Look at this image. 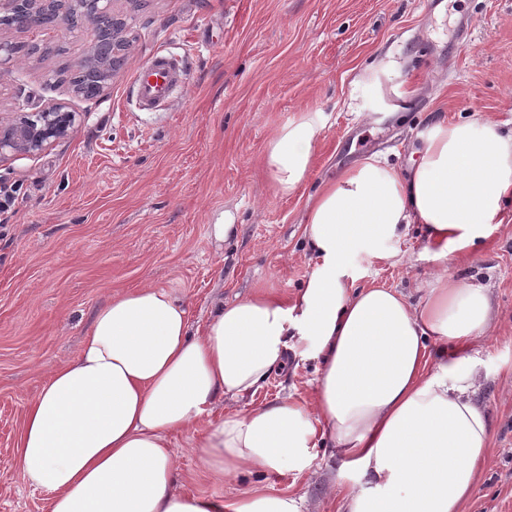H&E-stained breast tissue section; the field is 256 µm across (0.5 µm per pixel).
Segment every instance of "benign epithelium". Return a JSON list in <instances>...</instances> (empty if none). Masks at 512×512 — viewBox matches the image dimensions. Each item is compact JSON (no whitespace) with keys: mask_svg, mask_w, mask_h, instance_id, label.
I'll use <instances>...</instances> for the list:
<instances>
[{"mask_svg":"<svg viewBox=\"0 0 512 512\" xmlns=\"http://www.w3.org/2000/svg\"><path fill=\"white\" fill-rule=\"evenodd\" d=\"M24 16L23 30L78 31L90 26L97 33L90 50L76 62L75 68L102 72L101 86L110 76L105 73L107 54L126 59L129 39L126 23L112 15V0H0V22ZM29 112L0 123V160L17 154H33L56 140L68 136L76 115L61 103L41 104L26 98Z\"/></svg>","mask_w":512,"mask_h":512,"instance_id":"benign-epithelium-1","label":"benign epithelium"}]
</instances>
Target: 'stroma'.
Listing matches in <instances>:
<instances>
[{"label": "stroma", "instance_id": "stroma-1", "mask_svg": "<svg viewBox=\"0 0 512 512\" xmlns=\"http://www.w3.org/2000/svg\"><path fill=\"white\" fill-rule=\"evenodd\" d=\"M131 46L103 98L71 86L75 63L94 39L16 30L20 48L0 66V118L26 95L65 102L74 131L32 155L0 160V189L21 184L0 214V512H46L47 494L16 468L29 399L49 368L76 356L95 311L117 291L151 284L186 304L191 326L213 306L263 288L288 300L312 268L303 218L316 182L371 156L410 162L416 132L437 119L493 120L512 130V0H115ZM471 35L456 54L460 19ZM39 44L37 53L27 48ZM184 58L186 79L166 109L142 112L136 69L155 53ZM403 64L406 112L371 111L372 65ZM327 124L313 145L312 177L288 195L264 171L273 133L311 109ZM237 226L216 245L208 224L220 212ZM507 223L484 247L454 261L434 257L417 230L391 241L395 263L351 256L361 284L409 293L441 267L490 288L495 326L475 341L487 372L480 398L492 419L491 449L464 512H512V200ZM313 366L274 375L255 403L287 392L310 399ZM182 489L232 496L251 491L306 495L311 512H337L355 476L315 448L308 471L212 484L172 435Z\"/></svg>", "mask_w": 512, "mask_h": 512}]
</instances>
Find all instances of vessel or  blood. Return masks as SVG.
Instances as JSON below:
<instances>
[{"label":"vessel or blood","instance_id":"obj_1","mask_svg":"<svg viewBox=\"0 0 512 512\" xmlns=\"http://www.w3.org/2000/svg\"><path fill=\"white\" fill-rule=\"evenodd\" d=\"M184 76L185 67L181 58L172 54L154 55L134 75L137 108L145 112L162 109L176 94Z\"/></svg>","mask_w":512,"mask_h":512}]
</instances>
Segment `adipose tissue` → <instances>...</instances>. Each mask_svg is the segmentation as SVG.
Wrapping results in <instances>:
<instances>
[{
    "mask_svg": "<svg viewBox=\"0 0 512 512\" xmlns=\"http://www.w3.org/2000/svg\"><path fill=\"white\" fill-rule=\"evenodd\" d=\"M324 127L315 109L274 133L265 167L278 193L309 179ZM416 139L407 170L372 156L309 196L303 237L316 262L294 301L256 292L194 329L185 304L149 284L96 310L77 355L25 410L17 468L49 491L47 512H309L291 492H182L174 432L218 485L303 474L323 437L358 475L339 512H463L491 447L482 363L468 351L492 328L491 293L445 271L417 297L361 287L348 258H386L413 224L438 256L479 250L512 189V131L441 119ZM292 354L315 364L311 399L251 406ZM222 402L233 413L209 423Z\"/></svg>",
    "mask_w": 512,
    "mask_h": 512,
    "instance_id": "adipose-tissue-1",
    "label": "adipose tissue"
}]
</instances>
